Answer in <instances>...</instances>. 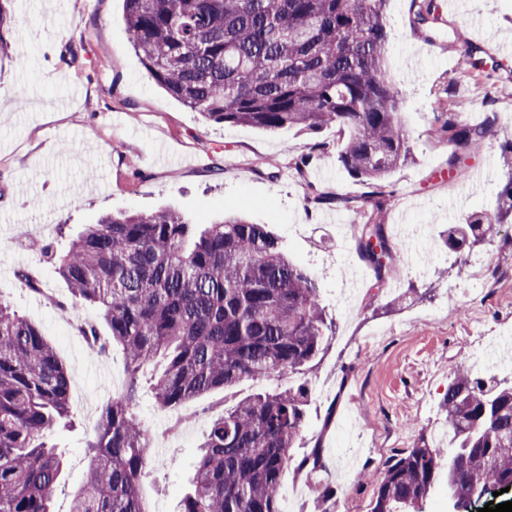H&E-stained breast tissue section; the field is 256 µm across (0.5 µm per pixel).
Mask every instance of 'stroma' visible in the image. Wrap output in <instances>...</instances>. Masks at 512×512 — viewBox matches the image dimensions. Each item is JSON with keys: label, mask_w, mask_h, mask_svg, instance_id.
Listing matches in <instances>:
<instances>
[{"label": "stroma", "mask_w": 512, "mask_h": 512, "mask_svg": "<svg viewBox=\"0 0 512 512\" xmlns=\"http://www.w3.org/2000/svg\"><path fill=\"white\" fill-rule=\"evenodd\" d=\"M10 20L0 37V301L36 325L71 375L72 422L53 444L64 452L54 512H69L86 482L84 453L100 413L125 384L121 347L92 354L78 325L99 322L83 306L63 312L66 283L48 249L65 245L107 213L149 214L173 209L209 224L239 211L277 234L289 257L319 281L333 325L306 375L307 417L293 454L319 449L321 493L298 499L299 512H371L389 464L420 441L448 446V382L456 370L505 377L512 347L485 352L494 336L512 339V223L473 250L445 242L448 225L468 212L495 213L506 183L502 156L512 141V84L503 72H460V55L476 44L512 68V0H464L446 13L445 33L429 43L412 25L410 0H388L386 61L410 132V160L389 177L391 215L412 232L394 236L398 275L375 286L355 252L356 213L316 209L312 191L355 197L363 187L337 164L343 140L335 129L270 133L205 120L148 76L128 43L123 0H8ZM27 106H19L17 90ZM468 121L498 115L493 136L468 161L488 178L448 175V146L430 136L447 111ZM331 154L305 171L294 161L314 140ZM490 257L485 281L466 296L452 287L474 257ZM38 272L30 291L18 270ZM381 330L370 347L363 336ZM246 382L187 402L182 425L143 395L138 413L160 455L140 486L151 512H180L197 447L211 419L252 394ZM369 481H359L360 473Z\"/></svg>", "instance_id": "obj_1"}]
</instances>
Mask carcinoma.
I'll list each match as a JSON object with an SVG mask.
<instances>
[{
  "label": "carcinoma",
  "mask_w": 512,
  "mask_h": 512,
  "mask_svg": "<svg viewBox=\"0 0 512 512\" xmlns=\"http://www.w3.org/2000/svg\"><path fill=\"white\" fill-rule=\"evenodd\" d=\"M413 25L441 33L435 0H412ZM387 0H124L129 42L148 76L209 121L265 131L334 127L345 136L336 162L362 182L358 198L317 192L318 208L356 209L364 218L359 258L376 282L391 280L397 252L383 215L388 178L410 156L398 92L385 67ZM463 71L502 65L476 45ZM497 127L488 112L472 125L457 112L432 129L448 143V172L465 175L474 147ZM308 144L295 162L330 152ZM494 215L473 212L448 225V247L470 249L512 222V161ZM71 305L98 310L109 329L87 334L100 354L118 344L126 383L100 414L85 447L86 483L70 512H150L139 495L149 470L150 435L137 407L149 386L162 411L242 380L262 383L304 374L332 333L317 280L291 262L262 224L229 215L191 238L175 210L105 216L57 258ZM70 375L40 330L0 301V512H53L64 455L50 443L71 423ZM448 453L426 442L394 460L371 512H422L434 485L448 503L479 494L487 482L512 485V380L459 373L444 394ZM308 405L306 383L257 393L216 418L199 446L182 512H283L280 481L294 462L321 464L320 449L293 460Z\"/></svg>",
  "instance_id": "obj_1"
}]
</instances>
